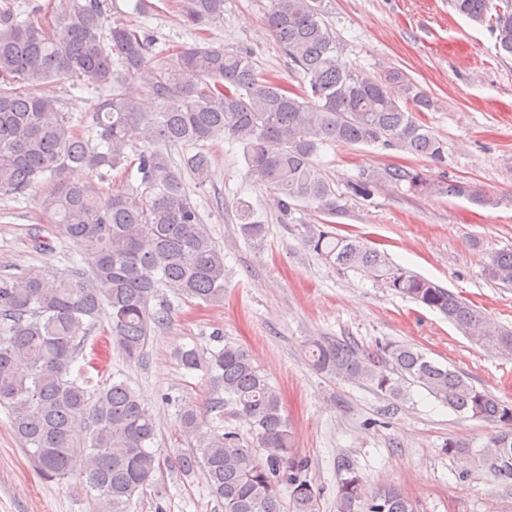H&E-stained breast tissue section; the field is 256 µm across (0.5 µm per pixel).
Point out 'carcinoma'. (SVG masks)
<instances>
[{
	"mask_svg": "<svg viewBox=\"0 0 512 512\" xmlns=\"http://www.w3.org/2000/svg\"><path fill=\"white\" fill-rule=\"evenodd\" d=\"M327 3L271 0L266 14L269 31L308 84L309 92L298 95L260 72L243 49H156L148 31L112 19L120 13L116 0H49L35 19L18 0H0V196L43 188L40 207L51 236H37L35 248L52 249L58 235L78 245L87 263L64 273L31 268L0 276V407L39 476L82 475L96 492L98 512H131L134 497L149 490L155 512H162L156 422L127 382L94 386L88 369L73 379L71 369L104 318L119 352L130 362L142 360L151 334L168 320L166 288L207 305L224 302V252L185 182L187 171L208 175L207 143L223 137L239 144L250 177L270 189L284 216L296 202L329 216L342 211L340 195L314 162L325 146L379 144L445 162L444 142L417 119L432 99L400 69L369 77L344 62L325 21ZM450 4L488 25L498 50L512 55V0ZM180 16L195 30L222 24L224 0H182ZM59 77L94 89V137L44 91ZM174 147L195 152L179 165ZM75 169L102 178L135 170L140 183L108 194L91 181L72 180ZM383 183L498 204L470 182L447 183L399 165L361 173L348 191L368 198ZM238 220L247 239L265 236L250 205H240ZM305 245L339 271L361 272L440 312L486 352L512 355V329L452 291L392 266L361 238L313 226ZM485 275L512 283V250L496 253ZM306 353L320 372L392 398L403 397L411 381L461 416L505 426L476 457L485 473L512 480V404L406 344H386L370 356L345 340L313 338ZM174 357L186 372H203L210 393L206 406L188 402L180 410L179 431L198 446L178 455L176 467L186 475L202 471L224 512H320L306 463L291 453L279 392L249 352L226 343L214 350L181 346ZM226 406L250 426L251 439L207 426L208 413ZM337 469L336 512H415L400 490L368 488L349 459L339 458Z\"/></svg>",
	"mask_w": 512,
	"mask_h": 512,
	"instance_id": "obj_1",
	"label": "carcinoma"
}]
</instances>
